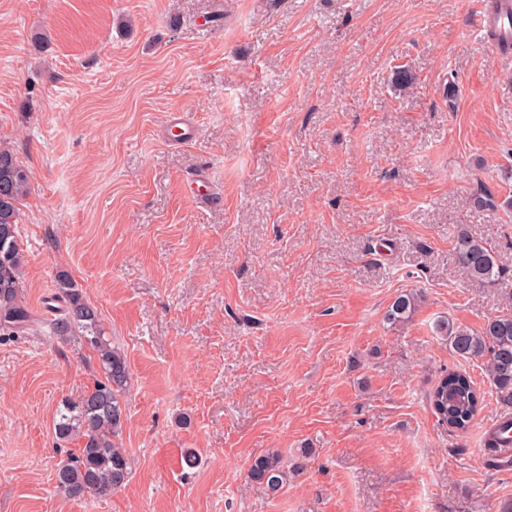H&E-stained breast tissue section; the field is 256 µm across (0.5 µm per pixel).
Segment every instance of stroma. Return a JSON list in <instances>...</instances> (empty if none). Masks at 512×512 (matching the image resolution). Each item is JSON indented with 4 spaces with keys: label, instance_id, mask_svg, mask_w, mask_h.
<instances>
[{
    "label": "stroma",
    "instance_id": "obj_1",
    "mask_svg": "<svg viewBox=\"0 0 512 512\" xmlns=\"http://www.w3.org/2000/svg\"><path fill=\"white\" fill-rule=\"evenodd\" d=\"M474 18L470 0H0L34 318L0 335V512H512V466L482 441L512 406L435 331L512 307V47L485 51ZM174 112L191 141L161 137ZM480 183L496 207L471 206ZM462 228L499 243L503 285L461 274ZM60 269L129 365L131 474L107 496L55 481L78 447L57 406L101 377L49 331ZM446 369L483 395L463 433L427 401ZM272 450L275 497L247 478ZM422 297L421 293L411 291L400 293L386 311V320L394 324L408 319L415 311Z\"/></svg>",
    "mask_w": 512,
    "mask_h": 512
}]
</instances>
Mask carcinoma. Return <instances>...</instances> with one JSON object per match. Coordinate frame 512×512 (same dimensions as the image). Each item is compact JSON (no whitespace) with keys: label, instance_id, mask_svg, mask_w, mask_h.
Instances as JSON below:
<instances>
[{"label":"carcinoma","instance_id":"obj_1","mask_svg":"<svg viewBox=\"0 0 512 512\" xmlns=\"http://www.w3.org/2000/svg\"><path fill=\"white\" fill-rule=\"evenodd\" d=\"M29 171L14 155L0 150V334L15 335L27 329L31 312L21 300V269L25 253L19 239V205L30 191ZM457 263L469 279L495 285L503 280L495 244L458 234ZM58 316L50 320L59 337L80 336L97 353L103 378L75 400H63L56 411L54 429L61 441L77 440L81 446L58 466L57 487L72 498L107 495L120 489L130 475V462L116 438L122 432L127 407L124 394L129 367L121 351L105 338L98 312L66 271L55 276ZM422 294H399L386 311L394 324L410 317ZM436 333L448 340L462 359L480 358L489 381L503 401L512 404V310L487 318L479 330L456 325L446 319L435 325ZM428 401L438 422L453 432H465L474 423L483 397L463 370L442 374L429 392ZM250 481L275 496L288 481V471L277 453L261 455L248 470Z\"/></svg>","mask_w":512,"mask_h":512}]
</instances>
